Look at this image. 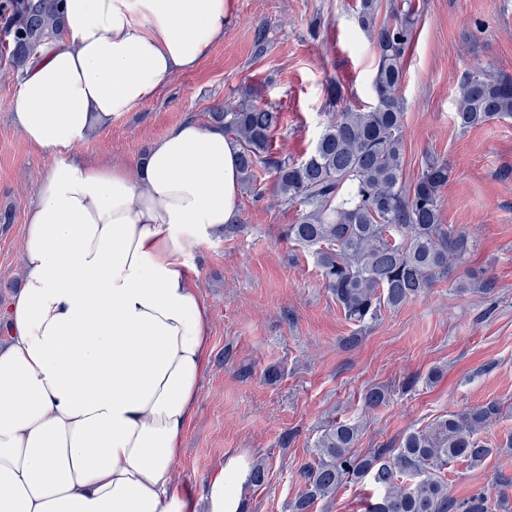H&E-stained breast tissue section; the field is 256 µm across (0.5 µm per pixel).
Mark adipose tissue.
<instances>
[{"instance_id": "adipose-tissue-1", "label": "adipose tissue", "mask_w": 512, "mask_h": 512, "mask_svg": "<svg viewBox=\"0 0 512 512\" xmlns=\"http://www.w3.org/2000/svg\"><path fill=\"white\" fill-rule=\"evenodd\" d=\"M232 0H63L10 103L53 163L22 230L0 342V512H238L237 460L173 479L210 358L186 262L238 216L237 150L187 119L131 163L73 158L95 128L196 69Z\"/></svg>"}]
</instances>
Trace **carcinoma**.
I'll return each mask as SVG.
<instances>
[{
    "instance_id": "carcinoma-1",
    "label": "carcinoma",
    "mask_w": 512,
    "mask_h": 512,
    "mask_svg": "<svg viewBox=\"0 0 512 512\" xmlns=\"http://www.w3.org/2000/svg\"><path fill=\"white\" fill-rule=\"evenodd\" d=\"M62 0H0V37L14 66L24 69L59 34ZM380 0H361L359 22L368 32L379 62L373 88L376 104L360 110L344 102L339 85L330 88L333 116L314 149L294 160L272 150L280 112L272 106L239 103L210 113L237 149L242 180L255 197L263 196L256 172L269 174L285 205L299 207L285 237L310 251L327 288L357 326L378 319L382 309H397L424 296L466 262L472 242L466 233L442 222L440 192L452 171L433 156L415 180L404 175V114L397 89L402 62L412 39L408 12L392 22H377ZM512 117V78L476 70L460 86L455 126L468 131L495 119ZM462 292H491L493 283L469 274ZM495 401L450 415L434 432L406 433L395 448H378L358 457L351 448L361 426L332 422L317 444L318 461L304 471L305 489L293 512H310L342 485L368 478L381 489L366 512H492L482 493L457 500L435 477L448 461L482 462L493 449L478 431L500 414Z\"/></svg>"
}]
</instances>
